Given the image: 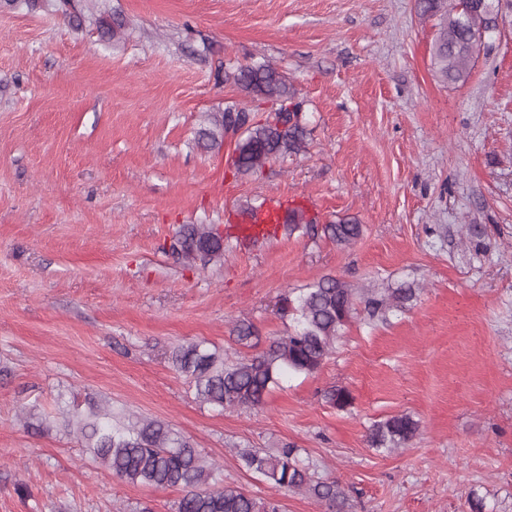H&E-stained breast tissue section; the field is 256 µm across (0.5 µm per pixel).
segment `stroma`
Wrapping results in <instances>:
<instances>
[{"label": "stroma", "mask_w": 512, "mask_h": 512, "mask_svg": "<svg viewBox=\"0 0 512 512\" xmlns=\"http://www.w3.org/2000/svg\"><path fill=\"white\" fill-rule=\"evenodd\" d=\"M58 2L0 0V512H176L181 490L114 477L57 419L100 399L280 512L326 509L237 449L300 448L346 512H470L472 496L512 512V0L458 85L416 0H82L77 24ZM261 64L286 76L307 145L243 176L237 134L205 149L197 133L229 106L274 113L229 78ZM273 194L315 201L313 224L249 246L226 233L205 268L172 253L180 225L226 232ZM342 218L363 229L347 246L323 232ZM324 277L419 293L384 323L354 313L261 408L197 399L175 348L260 354L288 330L280 296ZM334 386L351 406L326 401ZM399 414L416 436L373 448L372 424Z\"/></svg>", "instance_id": "stroma-1"}]
</instances>
